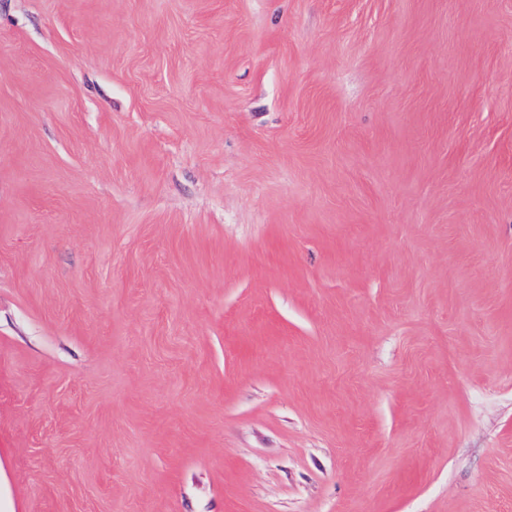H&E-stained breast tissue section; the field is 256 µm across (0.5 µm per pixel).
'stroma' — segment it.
Listing matches in <instances>:
<instances>
[{
    "instance_id": "1",
    "label": "stroma",
    "mask_w": 512,
    "mask_h": 512,
    "mask_svg": "<svg viewBox=\"0 0 512 512\" xmlns=\"http://www.w3.org/2000/svg\"><path fill=\"white\" fill-rule=\"evenodd\" d=\"M15 512H512V0H0Z\"/></svg>"
}]
</instances>
